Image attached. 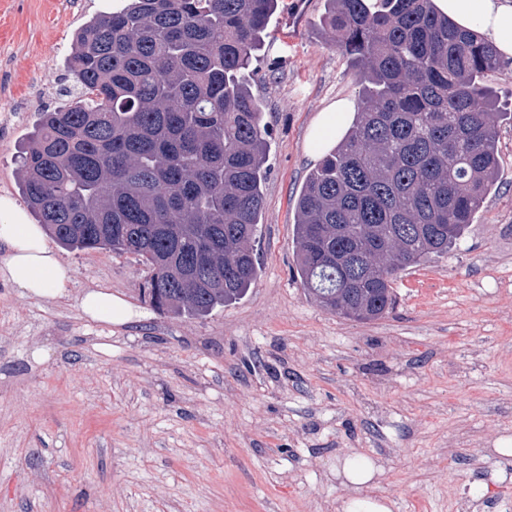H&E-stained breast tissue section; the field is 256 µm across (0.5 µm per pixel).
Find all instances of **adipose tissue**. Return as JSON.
Returning a JSON list of instances; mask_svg holds the SVG:
<instances>
[{
  "mask_svg": "<svg viewBox=\"0 0 512 512\" xmlns=\"http://www.w3.org/2000/svg\"><path fill=\"white\" fill-rule=\"evenodd\" d=\"M439 7L460 26L478 30L497 47L500 54L512 58V0H437ZM351 100L333 101L314 120L309 141L314 157H321L343 135L352 114ZM0 244L6 254L0 258V280L6 281L26 297L55 295L71 277L49 246L41 225L28 223L26 215L10 198L0 197ZM83 312L93 320L123 323L132 311L121 297L106 290L87 292Z\"/></svg>",
  "mask_w": 512,
  "mask_h": 512,
  "instance_id": "adipose-tissue-1",
  "label": "adipose tissue"
}]
</instances>
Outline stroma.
<instances>
[{
    "label": "stroma",
    "instance_id": "1",
    "mask_svg": "<svg viewBox=\"0 0 512 512\" xmlns=\"http://www.w3.org/2000/svg\"><path fill=\"white\" fill-rule=\"evenodd\" d=\"M111 0H0V196L41 112L64 104L77 30ZM325 0H281L250 73L271 128L258 276L205 317L140 298L148 269L109 249H59L71 279L28 298L0 281V512H340L336 477L370 457L392 512H492L512 496V122L495 191L463 239L401 271L394 310H325L297 274L295 203L309 129L357 99ZM103 288L135 313L92 320Z\"/></svg>",
    "mask_w": 512,
    "mask_h": 512
}]
</instances>
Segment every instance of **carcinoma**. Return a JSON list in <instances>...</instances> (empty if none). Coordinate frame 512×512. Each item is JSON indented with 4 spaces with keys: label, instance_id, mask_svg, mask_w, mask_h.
Instances as JSON below:
<instances>
[{
    "label": "carcinoma",
    "instance_id": "carcinoma-1",
    "mask_svg": "<svg viewBox=\"0 0 512 512\" xmlns=\"http://www.w3.org/2000/svg\"><path fill=\"white\" fill-rule=\"evenodd\" d=\"M278 0H119L78 30L73 101L41 113L22 195L59 245L142 258L143 299L206 316L257 276L269 129L244 71ZM364 81L347 133L295 206L301 283L373 321L395 275L448 253L495 187L496 49L434 0H326Z\"/></svg>",
    "mask_w": 512,
    "mask_h": 512
}]
</instances>
